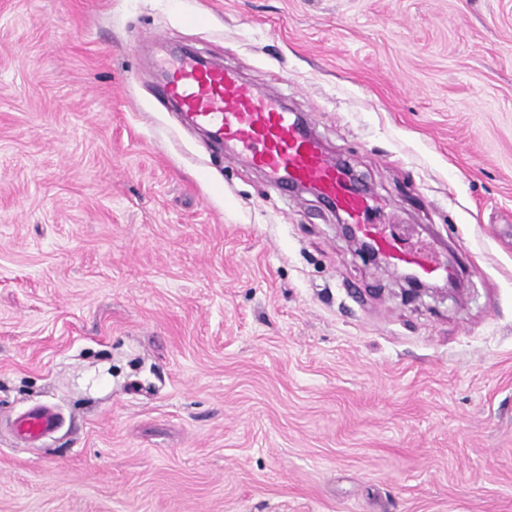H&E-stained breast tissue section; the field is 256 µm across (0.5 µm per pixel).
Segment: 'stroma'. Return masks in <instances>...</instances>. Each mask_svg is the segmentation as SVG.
<instances>
[{"mask_svg":"<svg viewBox=\"0 0 512 512\" xmlns=\"http://www.w3.org/2000/svg\"><path fill=\"white\" fill-rule=\"evenodd\" d=\"M180 47L463 290L214 150L157 97ZM0 512H512V0H0ZM59 424L58 414L51 409H29L16 418L15 429L20 439L34 443L40 441Z\"/></svg>","mask_w":512,"mask_h":512,"instance_id":"obj_1","label":"stroma"}]
</instances>
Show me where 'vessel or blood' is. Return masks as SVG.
I'll use <instances>...</instances> for the list:
<instances>
[{"label": "vessel or blood", "instance_id": "obj_1", "mask_svg": "<svg viewBox=\"0 0 512 512\" xmlns=\"http://www.w3.org/2000/svg\"><path fill=\"white\" fill-rule=\"evenodd\" d=\"M162 95L177 103L212 140L239 148L276 190L312 189L336 209L351 232L374 245L393 271L409 269L428 279L446 270L439 252L404 248L384 225L372 223L371 197L348 180L341 162L331 159L291 112L255 94L230 71L207 65L195 55L178 56L167 71ZM59 424L54 411L30 409L16 418L15 429L20 439L34 443Z\"/></svg>", "mask_w": 512, "mask_h": 512}]
</instances>
